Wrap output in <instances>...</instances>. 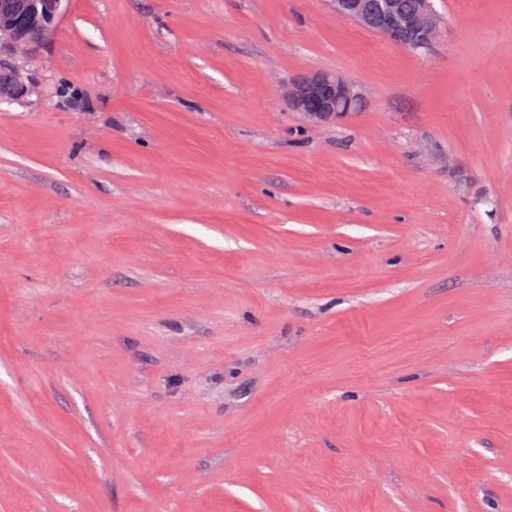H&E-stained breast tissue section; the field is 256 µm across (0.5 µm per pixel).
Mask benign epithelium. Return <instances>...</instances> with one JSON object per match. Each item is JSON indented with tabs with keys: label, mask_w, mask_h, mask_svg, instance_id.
<instances>
[{
	"label": "benign epithelium",
	"mask_w": 512,
	"mask_h": 512,
	"mask_svg": "<svg viewBox=\"0 0 512 512\" xmlns=\"http://www.w3.org/2000/svg\"><path fill=\"white\" fill-rule=\"evenodd\" d=\"M66 0H0V49L37 52ZM336 16L373 29L389 41L426 48L436 38L438 19L430 0L407 9L401 0H331ZM30 88L13 69H0V102L20 98ZM291 108L313 125L331 124L350 116L362 102L355 85L327 72L299 76L288 89Z\"/></svg>",
	"instance_id": "benign-epithelium-1"
}]
</instances>
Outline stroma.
<instances>
[{
    "label": "stroma",
    "mask_w": 512,
    "mask_h": 512,
    "mask_svg": "<svg viewBox=\"0 0 512 512\" xmlns=\"http://www.w3.org/2000/svg\"><path fill=\"white\" fill-rule=\"evenodd\" d=\"M68 0L0 104V512H512V0ZM325 71L361 92L308 126ZM336 16L373 29L389 41L412 48H426L436 38L438 19L430 0H331ZM288 101L309 123L322 125L350 116L362 102V96L343 77L314 72L301 75L291 83Z\"/></svg>",
    "instance_id": "1"
}]
</instances>
